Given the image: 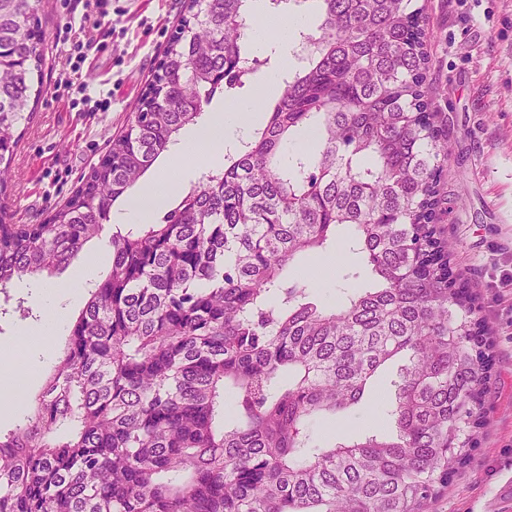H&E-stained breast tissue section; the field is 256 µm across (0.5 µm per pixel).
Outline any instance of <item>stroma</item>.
<instances>
[{
	"mask_svg": "<svg viewBox=\"0 0 512 512\" xmlns=\"http://www.w3.org/2000/svg\"><path fill=\"white\" fill-rule=\"evenodd\" d=\"M430 20L432 58L426 91L438 121L448 132L450 155L441 179L445 202L440 222L458 246L454 273L467 278L482 305L496 344V381L485 402L486 417L471 463L450 481L436 512H512V0H418ZM122 7L112 18V41L91 47L93 73L109 74L112 107L88 118L55 99L54 82L62 54L53 33L62 15L59 0H42L38 33L44 48V87L30 122L19 128L10 182L0 193V217L12 224L47 221L75 194L109 153L113 136L126 126L183 13V0H112ZM293 47L269 41L257 55L255 73L236 93L252 103L271 74H284ZM361 269L356 255L305 256L299 265L321 300L336 306L341 265ZM32 278L8 285L12 301L28 309L0 313V344L21 351L24 370L35 376L16 416L0 415V432L26 419L43 377L56 363L24 347L21 331L36 325L43 309Z\"/></svg>",
	"mask_w": 512,
	"mask_h": 512,
	"instance_id": "obj_1",
	"label": "stroma"
}]
</instances>
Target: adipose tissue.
I'll return each mask as SVG.
<instances>
[{
	"mask_svg": "<svg viewBox=\"0 0 512 512\" xmlns=\"http://www.w3.org/2000/svg\"><path fill=\"white\" fill-rule=\"evenodd\" d=\"M249 9L252 15L263 21L259 34L251 40L252 49L257 51L264 49L270 40H287L292 29L302 27L306 23L305 17L302 16L270 19L266 0H250ZM242 125V116L237 112L208 114L187 140L170 147L168 168L161 170L153 181L131 194L124 207L113 214V222L117 224L152 222L156 214L165 206L171 173L179 171L184 159L190 155L194 156L197 163L206 164L205 146L210 141L223 139L229 128L234 126L239 128ZM102 262V257H94L82 274L66 281L38 284L36 297L45 307V317L40 325L26 330L28 345L46 354L54 350L57 338L67 322L65 300L87 292L94 286L98 280L97 272Z\"/></svg>",
	"mask_w": 512,
	"mask_h": 512,
	"instance_id": "ef3b65f1",
	"label": "adipose tissue"
}]
</instances>
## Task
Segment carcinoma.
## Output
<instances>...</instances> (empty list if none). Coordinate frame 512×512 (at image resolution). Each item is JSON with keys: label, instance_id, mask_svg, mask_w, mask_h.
<instances>
[{"label": "carcinoma", "instance_id": "cac0c4a2", "mask_svg": "<svg viewBox=\"0 0 512 512\" xmlns=\"http://www.w3.org/2000/svg\"><path fill=\"white\" fill-rule=\"evenodd\" d=\"M247 2L190 0L81 206L49 224L0 217L1 293L62 273L180 131L235 97L254 72ZM318 10L305 65L258 103L265 125L161 220L112 234L111 271L32 415L0 434V512H430L471 462L496 356L476 293L448 278L428 19L413 0ZM37 11L0 0V191L42 92ZM300 135L313 147L286 154ZM333 249L358 255L368 280L327 308L290 271ZM390 362L378 415L392 430L315 444L311 424L345 433Z\"/></svg>", "mask_w": 512, "mask_h": 512}]
</instances>
